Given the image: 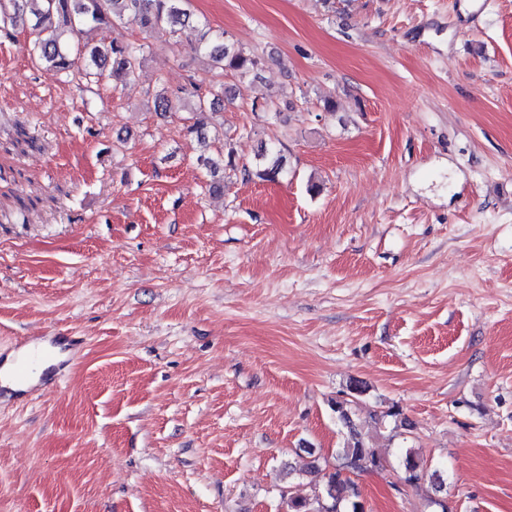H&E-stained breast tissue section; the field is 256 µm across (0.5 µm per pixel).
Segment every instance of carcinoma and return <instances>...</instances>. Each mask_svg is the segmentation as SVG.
I'll use <instances>...</instances> for the list:
<instances>
[{"label":"carcinoma","mask_w":512,"mask_h":512,"mask_svg":"<svg viewBox=\"0 0 512 512\" xmlns=\"http://www.w3.org/2000/svg\"><path fill=\"white\" fill-rule=\"evenodd\" d=\"M188 0H0V25L15 24L17 15L29 12V25L37 34L31 51L45 63L46 71L58 75L83 64L84 76L92 78L112 59V80H131L140 67L143 55L140 48L123 38L114 37L105 44L95 36L120 22L135 25L142 31L163 30L174 37L176 27L191 19ZM195 52L207 57L210 70L218 74L230 72L244 79L257 76L264 67V58L224 39V33H215L203 27ZM224 92V85L216 84L206 90L192 82L190 88L179 94L160 92L154 97L157 112H192L202 115L213 105L210 97ZM202 165L216 176L228 169L239 172L249 180L257 177L275 181L284 172L281 156H261L253 168L236 166L233 150L216 158L203 156ZM352 401H338L334 405L337 419L347 429L343 446L336 449V464L321 467L316 462L306 466L304 473L315 475L317 494L312 500L288 498V512H364L358 501L359 493L351 475L378 467L383 457L373 446L369 435L362 432L352 413ZM403 480L415 486L422 478L423 458L413 448L405 451Z\"/></svg>","instance_id":"carcinoma-1"}]
</instances>
